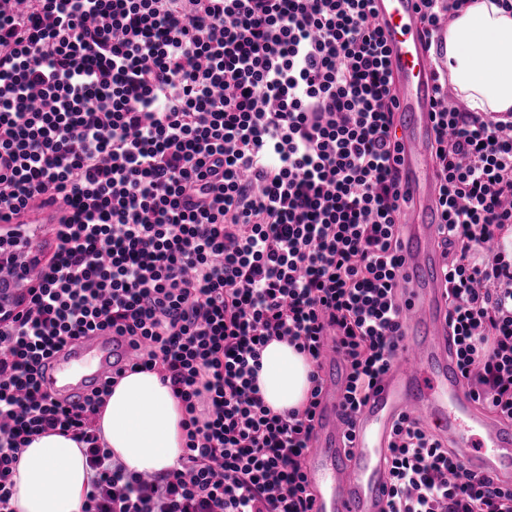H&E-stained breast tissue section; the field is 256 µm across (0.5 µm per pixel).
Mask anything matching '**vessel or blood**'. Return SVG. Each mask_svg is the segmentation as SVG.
Instances as JSON below:
<instances>
[{"label": "vessel or blood", "instance_id": "vessel-or-blood-1", "mask_svg": "<svg viewBox=\"0 0 512 512\" xmlns=\"http://www.w3.org/2000/svg\"><path fill=\"white\" fill-rule=\"evenodd\" d=\"M416 3L374 0L372 5V20L385 34L395 75L401 188L408 198L400 250L405 275L400 284L403 341L350 432L340 419L345 375L335 353L324 357L323 391L304 467L314 492L312 512H381L389 491L387 442L394 423L405 415L433 423L435 433L447 439L471 472L512 483V427L477 405L448 352L444 277L436 243L437 175L431 158L434 93ZM63 214L57 206L30 209L17 221L56 224ZM130 357L118 337L99 333L70 352L53 355L44 382L78 399L125 367Z\"/></svg>", "mask_w": 512, "mask_h": 512}]
</instances>
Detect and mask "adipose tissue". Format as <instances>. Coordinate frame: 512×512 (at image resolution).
Returning <instances> with one entry per match:
<instances>
[{"instance_id": "adipose-tissue-1", "label": "adipose tissue", "mask_w": 512, "mask_h": 512, "mask_svg": "<svg viewBox=\"0 0 512 512\" xmlns=\"http://www.w3.org/2000/svg\"><path fill=\"white\" fill-rule=\"evenodd\" d=\"M448 84L463 111L512 113V12L496 0H466L444 29ZM310 360L294 346L271 341L258 385L266 404L283 413L307 398ZM185 411L157 372L124 376L113 387L95 427L115 460L136 472L166 473L185 446ZM90 477L84 444L46 433L24 447L13 477L16 512H82Z\"/></svg>"}]
</instances>
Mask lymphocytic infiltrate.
<instances>
[{
	"instance_id": "f902f5d3",
	"label": "lymphocytic infiltrate",
	"mask_w": 512,
	"mask_h": 512,
	"mask_svg": "<svg viewBox=\"0 0 512 512\" xmlns=\"http://www.w3.org/2000/svg\"><path fill=\"white\" fill-rule=\"evenodd\" d=\"M372 0H0V221L63 197L20 311L0 323V512L33 437L85 443L82 512H310L305 456L326 347L354 427L402 342L396 97ZM426 47L466 0H419ZM435 83L437 246L448 342L475 400L512 423V122ZM98 332L139 348L187 414L177 466L128 471L81 402L42 386ZM313 369L274 412L261 355ZM383 512H512L417 418L388 448ZM313 366L287 342L271 341L261 357L258 385L266 404L283 413L300 408L306 401Z\"/></svg>"
}]
</instances>
